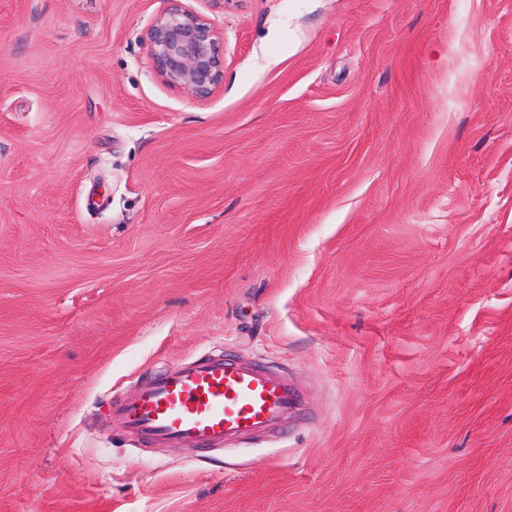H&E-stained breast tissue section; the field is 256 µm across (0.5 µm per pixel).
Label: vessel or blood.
<instances>
[{"label":"vessel or blood","mask_w":512,"mask_h":512,"mask_svg":"<svg viewBox=\"0 0 512 512\" xmlns=\"http://www.w3.org/2000/svg\"><path fill=\"white\" fill-rule=\"evenodd\" d=\"M298 404L275 374L226 360L195 359L141 384L112 410L128 433L151 443L213 448L265 432Z\"/></svg>","instance_id":"obj_1"}]
</instances>
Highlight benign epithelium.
Returning a JSON list of instances; mask_svg holds the SVG:
<instances>
[{"mask_svg": "<svg viewBox=\"0 0 512 512\" xmlns=\"http://www.w3.org/2000/svg\"><path fill=\"white\" fill-rule=\"evenodd\" d=\"M169 2V8L146 31L154 68L167 83L198 97L209 96L224 82V61L219 54L223 37L183 0Z\"/></svg>", "mask_w": 512, "mask_h": 512, "instance_id": "7a95c632", "label": "benign epithelium"}]
</instances>
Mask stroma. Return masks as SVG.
Instances as JSON below:
<instances>
[{
	"label": "stroma",
	"mask_w": 512,
	"mask_h": 512,
	"mask_svg": "<svg viewBox=\"0 0 512 512\" xmlns=\"http://www.w3.org/2000/svg\"><path fill=\"white\" fill-rule=\"evenodd\" d=\"M0 0V512H512V0ZM218 355L300 391L190 452L113 398ZM169 2V8L146 31L154 68L167 83L197 97L209 96L224 82V61L219 54L223 37L183 0Z\"/></svg>",
	"instance_id": "obj_1"
}]
</instances>
